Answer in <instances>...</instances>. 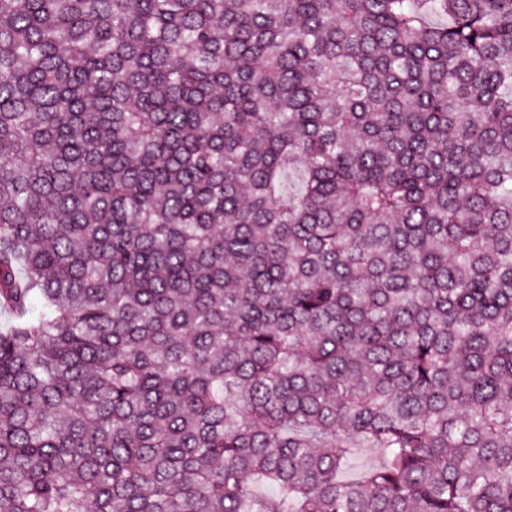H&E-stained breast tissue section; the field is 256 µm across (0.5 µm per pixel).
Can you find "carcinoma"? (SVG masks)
Here are the masks:
<instances>
[{"mask_svg": "<svg viewBox=\"0 0 512 512\" xmlns=\"http://www.w3.org/2000/svg\"><path fill=\"white\" fill-rule=\"evenodd\" d=\"M1 303L0 512H512V0H0Z\"/></svg>", "mask_w": 512, "mask_h": 512, "instance_id": "carcinoma-1", "label": "carcinoma"}]
</instances>
